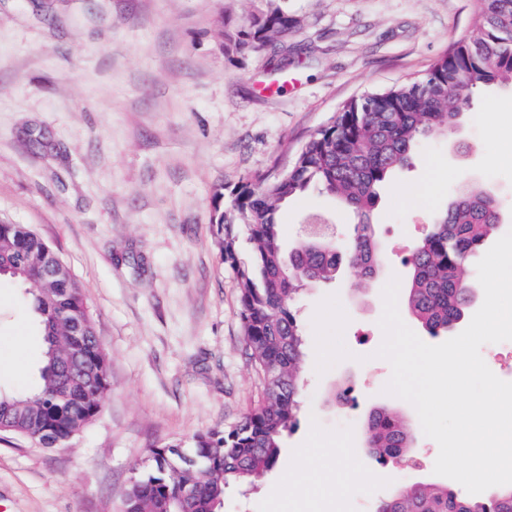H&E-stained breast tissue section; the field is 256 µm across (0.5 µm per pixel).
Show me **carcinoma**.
Returning <instances> with one entry per match:
<instances>
[{
	"label": "carcinoma",
	"instance_id": "cac0c4a2",
	"mask_svg": "<svg viewBox=\"0 0 512 512\" xmlns=\"http://www.w3.org/2000/svg\"><path fill=\"white\" fill-rule=\"evenodd\" d=\"M296 26L293 16L271 4L225 32V47L249 50L283 42ZM500 86L512 88V0H479L472 34L426 73L345 103L328 126L310 136L290 168L239 188L233 207L248 229L253 264H239L234 225L224 213L214 227L224 262L237 274L243 337L262 378V398L240 423L201 434L180 453L172 446L152 449L125 492L124 512H221L226 486L252 483L277 464L284 432L298 423L304 342L295 295L308 283L336 281L346 266L361 272L363 284L378 275L385 252L371 217L380 188L412 165L422 142L450 133L474 96ZM312 186L351 208L353 233L342 249L330 238L307 239L286 253L277 212ZM499 220L496 196L467 188L448 199L412 246L405 259L411 268L406 307L427 335H446L465 318L472 305L471 259L487 247ZM52 254L25 225L0 222V267L35 287L31 304L45 342L39 386L0 392V432L46 447L81 432L100 412L111 385L108 355L97 343L81 288L67 273L40 275ZM63 308L69 318L86 323L78 341L58 319ZM71 346L80 350L84 373L66 391L58 354ZM361 431L370 457L381 464L401 459L411 447L412 428L394 408L371 410ZM183 482L196 488L189 500L178 495ZM377 512H512V487L467 497L446 484L405 483L380 501Z\"/></svg>",
	"mask_w": 512,
	"mask_h": 512
}]
</instances>
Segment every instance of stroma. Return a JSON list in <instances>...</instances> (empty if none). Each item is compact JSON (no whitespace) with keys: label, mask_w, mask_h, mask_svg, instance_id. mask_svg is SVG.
<instances>
[{"label":"stroma","mask_w":512,"mask_h":512,"mask_svg":"<svg viewBox=\"0 0 512 512\" xmlns=\"http://www.w3.org/2000/svg\"><path fill=\"white\" fill-rule=\"evenodd\" d=\"M298 25L287 53L225 51L224 32L265 0H0V222L23 224L57 252L81 286L111 361L101 412L54 448L0 433V512H120L126 487L151 449L190 447L199 434L234 426L262 385L242 335L239 282L214 235L233 191L291 164L308 138L348 101L427 72L473 30L478 0H281ZM46 134L48 145L29 140ZM490 189L512 230V90L478 94L458 126L392 176L374 210L387 259L372 288L344 268L332 284L299 291L295 309L314 341L317 304L337 295L348 317L349 359L325 373L307 353L298 426L276 466L232 484L224 512H267V500L300 449L346 448L352 479L342 512H362L404 482L432 481L437 443L414 431L410 464L371 462L359 421L388 406L382 290L408 288L400 250L424 235L460 183ZM344 241L355 217L314 189L278 211L286 245L312 217ZM32 289L0 278V390L39 384L44 338ZM367 338H357L358 330ZM30 343L23 374L10 343ZM361 392L357 419L341 424L346 384Z\"/></svg>","instance_id":"1"}]
</instances>
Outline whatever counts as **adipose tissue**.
Wrapping results in <instances>:
<instances>
[{"label":"adipose tissue","instance_id":"obj_1","mask_svg":"<svg viewBox=\"0 0 512 512\" xmlns=\"http://www.w3.org/2000/svg\"><path fill=\"white\" fill-rule=\"evenodd\" d=\"M346 471V464L339 459L323 471L317 484L304 473L282 474L277 492L269 499L272 512H336V483Z\"/></svg>","mask_w":512,"mask_h":512}]
</instances>
